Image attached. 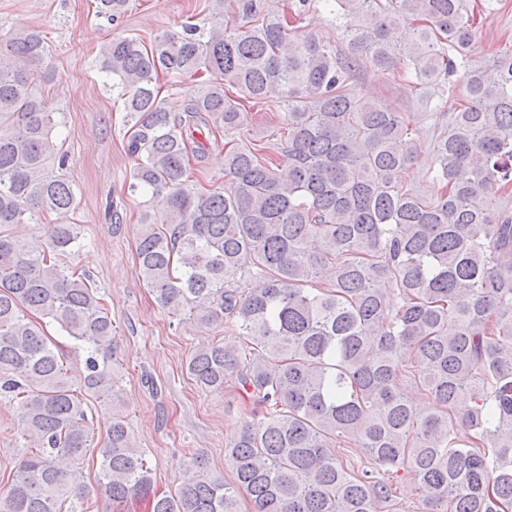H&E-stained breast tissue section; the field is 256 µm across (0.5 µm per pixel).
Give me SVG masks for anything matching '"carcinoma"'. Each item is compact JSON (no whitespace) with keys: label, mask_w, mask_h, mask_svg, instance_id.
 <instances>
[{"label":"carcinoma","mask_w":512,"mask_h":512,"mask_svg":"<svg viewBox=\"0 0 512 512\" xmlns=\"http://www.w3.org/2000/svg\"><path fill=\"white\" fill-rule=\"evenodd\" d=\"M207 2L215 20L148 46L114 36L98 62L134 121L129 189L148 196L140 275L169 316L236 330L185 365L202 390L243 404L224 449L233 477L196 455L174 492L154 488L116 390L111 313L90 276L61 263L80 225L56 112L33 89L51 78L34 70L48 47L35 28H0V394L21 399L33 443L0 512H85L82 392L111 416L99 484L116 503L239 512L245 495L253 512H389L394 480L410 473L430 512H512V49L469 67L475 32L462 0H336L345 58L294 34L309 0L289 14L263 0ZM127 6L95 0V14L111 24ZM408 21L413 32L395 31ZM404 59L441 95L463 69L428 195L394 183L415 151L409 116L349 86L364 61L393 71ZM203 71L209 84L182 114L168 112L160 75ZM269 98L287 131L278 156L233 147L227 186L200 190L202 138L242 129L241 100ZM44 222L43 243L16 233ZM45 319L84 348L78 382ZM409 384L424 405L407 398ZM345 448L367 449L372 468L345 466Z\"/></svg>","instance_id":"cac0c4a2"}]
</instances>
